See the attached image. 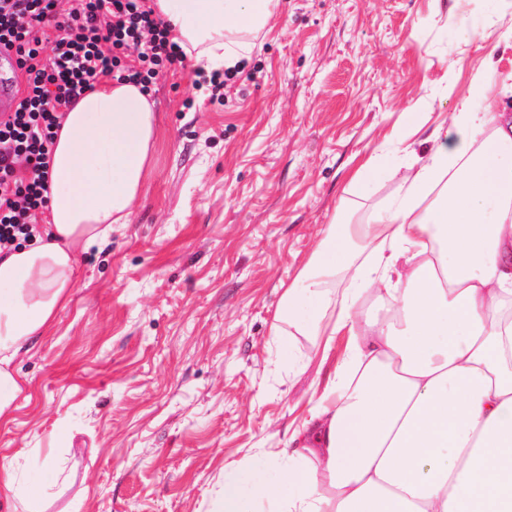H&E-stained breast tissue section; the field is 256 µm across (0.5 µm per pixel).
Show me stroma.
Instances as JSON below:
<instances>
[{
	"label": "stroma",
	"instance_id": "stroma-1",
	"mask_svg": "<svg viewBox=\"0 0 512 512\" xmlns=\"http://www.w3.org/2000/svg\"><path fill=\"white\" fill-rule=\"evenodd\" d=\"M488 32L466 43L462 26ZM512 0H279L223 103L194 59L151 87L159 135L129 224L80 255L69 300L15 360L28 384L0 421V462L68 478L43 512H214L230 462L261 464L317 399L345 337L293 336L282 293L335 214L364 223L407 161L384 134L421 125L418 157L481 59L512 111ZM375 158L362 192L353 171Z\"/></svg>",
	"mask_w": 512,
	"mask_h": 512
}]
</instances>
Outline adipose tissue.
Listing matches in <instances>:
<instances>
[{"mask_svg":"<svg viewBox=\"0 0 512 512\" xmlns=\"http://www.w3.org/2000/svg\"><path fill=\"white\" fill-rule=\"evenodd\" d=\"M274 7L153 4L208 70L246 58ZM446 123L373 222L325 226L283 293L295 333L351 342L288 448L260 470L225 466L219 512H512V114L478 71ZM157 129L150 93L128 82L100 83L66 113L46 223L0 255V420L25 387L12 363L66 303L78 256L129 222ZM371 295L383 317L365 314ZM45 470L64 474L51 457ZM42 479L1 464L0 497L39 512Z\"/></svg>","mask_w":512,"mask_h":512,"instance_id":"obj_1","label":"adipose tissue"}]
</instances>
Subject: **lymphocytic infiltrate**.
<instances>
[{"mask_svg":"<svg viewBox=\"0 0 512 512\" xmlns=\"http://www.w3.org/2000/svg\"><path fill=\"white\" fill-rule=\"evenodd\" d=\"M0 44L22 79L14 111L0 114L2 251L33 237L49 201L54 131L69 107L104 77L149 87L186 53L149 0H0Z\"/></svg>","mask_w":512,"mask_h":512,"instance_id":"f902f5d3","label":"lymphocytic infiltrate"}]
</instances>
